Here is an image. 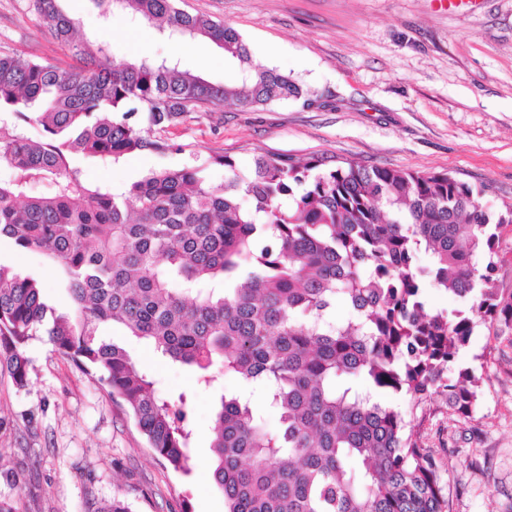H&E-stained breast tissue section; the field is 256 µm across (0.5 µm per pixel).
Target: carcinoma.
I'll return each instance as SVG.
<instances>
[{"label":"carcinoma","instance_id":"cac0c4a2","mask_svg":"<svg viewBox=\"0 0 512 512\" xmlns=\"http://www.w3.org/2000/svg\"><path fill=\"white\" fill-rule=\"evenodd\" d=\"M58 0H34L42 24L79 65L22 62L0 51V238L41 251L67 279L69 310L0 263V373L23 388L26 346L55 351L96 376L169 467L191 471L184 408L160 396L130 352L103 335L119 326L213 387L231 376L264 395L268 427L244 392L220 394L210 444L224 512H449L430 449L400 409L376 399L435 393L466 415L480 380L456 365L477 321L512 322V293L495 287L512 205L441 172L354 160L322 171L315 157L259 155L248 180L211 184L195 168L151 171L107 188L84 182L74 157L119 162L167 145L131 118L169 127L203 105L250 108L299 99L302 88L257 69L239 33L178 0H92L101 15L131 10L167 38L207 39L236 64L241 86L213 83L173 59L110 64L77 38ZM36 124L44 138L28 137ZM51 181L50 196H31ZM429 256L425 268L420 253ZM429 287L467 303L427 306ZM351 307L331 318L336 298Z\"/></svg>","mask_w":512,"mask_h":512}]
</instances>
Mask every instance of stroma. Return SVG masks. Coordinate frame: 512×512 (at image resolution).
Instances as JSON below:
<instances>
[{
    "mask_svg": "<svg viewBox=\"0 0 512 512\" xmlns=\"http://www.w3.org/2000/svg\"><path fill=\"white\" fill-rule=\"evenodd\" d=\"M179 8L233 27L254 66L295 80L318 103L275 101L262 107L184 113L174 125L138 128L170 150L136 152L117 163L76 158L85 182L120 186L158 169L200 170L212 184L228 173L248 179L258 155L321 157L327 167L355 160L413 172H445L475 186L488 210L512 204V0H179ZM79 31L104 43L112 62L134 59L135 40L154 57L179 58L213 82L234 83L236 67L200 39L167 40L123 15L102 16L92 0H60ZM0 50L60 67L72 58L43 27L33 0H0ZM0 263L42 284L67 305L62 272L38 252L0 239ZM123 341L156 391L185 397L194 432L192 472H174L105 386L55 352L47 339L29 343L28 384L0 374V501L19 512H99L118 498L129 512H224L209 446L213 409L233 377L217 387L122 331ZM482 379L469 416L442 396L413 405L397 398L418 426L450 490V512H512V323H478L457 360Z\"/></svg>",
    "mask_w": 512,
    "mask_h": 512,
    "instance_id": "stroma-1",
    "label": "stroma"
}]
</instances>
